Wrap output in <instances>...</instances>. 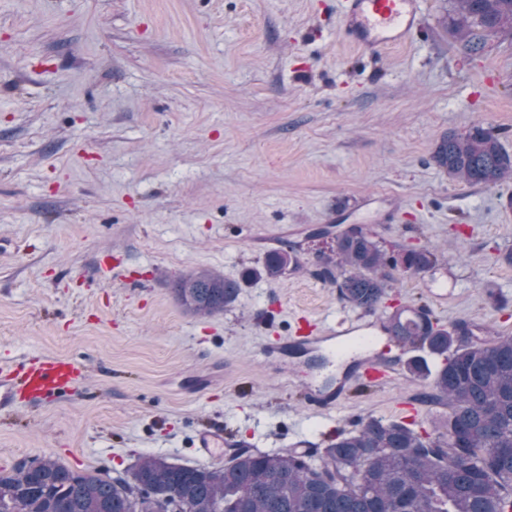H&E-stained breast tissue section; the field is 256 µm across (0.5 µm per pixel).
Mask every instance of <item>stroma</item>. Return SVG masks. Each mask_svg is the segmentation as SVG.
Segmentation results:
<instances>
[{
	"label": "stroma",
	"instance_id": "obj_1",
	"mask_svg": "<svg viewBox=\"0 0 512 512\" xmlns=\"http://www.w3.org/2000/svg\"><path fill=\"white\" fill-rule=\"evenodd\" d=\"M444 5L421 0V32L367 52L339 36L345 0H0V366L82 368L62 399L0 412V467L210 469L225 458L190 448L200 430L272 454L368 415L439 428L431 378L401 366L316 413L307 353L267 347L356 316L318 274L340 214L440 255L395 272L386 307L512 335V180L471 186L432 159L479 123L512 154V43L468 55ZM287 244L297 273L254 276ZM200 267L240 281L233 308L178 305L173 276Z\"/></svg>",
	"mask_w": 512,
	"mask_h": 512
}]
</instances>
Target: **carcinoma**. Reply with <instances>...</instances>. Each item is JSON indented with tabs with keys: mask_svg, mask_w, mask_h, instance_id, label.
<instances>
[{
	"mask_svg": "<svg viewBox=\"0 0 512 512\" xmlns=\"http://www.w3.org/2000/svg\"><path fill=\"white\" fill-rule=\"evenodd\" d=\"M450 12L447 30L469 54L482 53L494 36L512 37V0H450ZM433 160L448 178L469 185L512 179V156L480 125L444 138ZM320 262L336 271L341 299L376 312L393 271L424 273L437 252H389L360 225L337 236ZM300 267L287 245L268 253L258 274L279 279ZM172 287L185 311L214 316L236 303L241 285L192 269ZM385 331L403 348L440 360L431 391L422 395L424 403L448 404L444 431L435 436L367 416L355 432L329 440L320 469L308 450L237 453L217 472L149 455L134 467L132 482L44 457L0 471V512H160L158 498L166 496L188 512H512V336L479 339L465 322L447 328L425 304L395 309Z\"/></svg>",
	"mask_w": 512,
	"mask_h": 512,
	"instance_id": "cac0c4a2",
	"label": "carcinoma"
}]
</instances>
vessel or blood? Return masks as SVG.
Instances as JSON below:
<instances>
[{
  "mask_svg": "<svg viewBox=\"0 0 512 512\" xmlns=\"http://www.w3.org/2000/svg\"><path fill=\"white\" fill-rule=\"evenodd\" d=\"M421 28L418 0H346L340 30L346 42L364 49L391 48L403 45ZM371 326L366 315L351 320H340L329 326L312 324L307 335L302 336L304 345L336 346L355 336L365 354L354 357L352 350L339 351L341 358H357L365 382L373 383L392 377L395 369L382 355L371 353L373 344ZM79 371L72 361L53 359L22 361L16 367H0V409L13 407L18 395H25L39 405L63 397L69 383L78 378ZM339 400L335 384H328L311 393L308 405L311 410L324 412L333 409Z\"/></svg>",
  "mask_w": 512,
  "mask_h": 512,
  "instance_id": "b4317fda",
  "label": "vessel or blood"
}]
</instances>
